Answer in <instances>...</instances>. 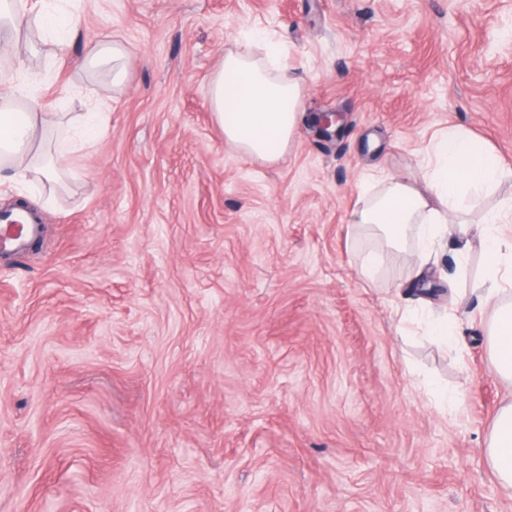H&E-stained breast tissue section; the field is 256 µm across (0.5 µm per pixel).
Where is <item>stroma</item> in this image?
Segmentation results:
<instances>
[{
  "mask_svg": "<svg viewBox=\"0 0 512 512\" xmlns=\"http://www.w3.org/2000/svg\"><path fill=\"white\" fill-rule=\"evenodd\" d=\"M36 3L8 76L60 113L54 148L91 104L106 123L54 202L0 186L44 226L0 257V512H512L485 457L512 381L481 251L427 260L356 224L370 174L421 175L448 127L512 167V0H70L60 56L26 47ZM259 31L304 85L274 163L207 102L225 47ZM112 40L117 87L81 69ZM453 303L454 348L401 322Z\"/></svg>",
  "mask_w": 512,
  "mask_h": 512,
  "instance_id": "35a3bbf8",
  "label": "stroma"
}]
</instances>
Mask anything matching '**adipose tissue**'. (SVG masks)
I'll return each instance as SVG.
<instances>
[{
	"mask_svg": "<svg viewBox=\"0 0 512 512\" xmlns=\"http://www.w3.org/2000/svg\"><path fill=\"white\" fill-rule=\"evenodd\" d=\"M253 43L259 52L225 53L209 84L208 103L224 138L243 155L278 161L289 148L299 118L302 87L284 69H271L276 47L261 35ZM25 88L12 79L0 81V184L25 183L30 174L55 182L70 152L83 149L101 131L102 116L84 113L75 134L60 152L50 153L51 130L37 105L19 107ZM433 169L416 182L401 178L384 181L381 190L364 197L360 221L380 227L388 244L404 247L416 236L435 251L451 220H459V257H466L472 241H479L490 282L482 298L492 309L485 334L492 363L501 377L512 380V294L504 283L512 275V198L487 211L476 224L464 217L472 200L512 175L500 157L468 132L452 127L432 145ZM488 462L500 484L512 488V403L503 406L487 439Z\"/></svg>",
	"mask_w": 512,
	"mask_h": 512,
	"instance_id": "obj_1",
	"label": "adipose tissue"
}]
</instances>
